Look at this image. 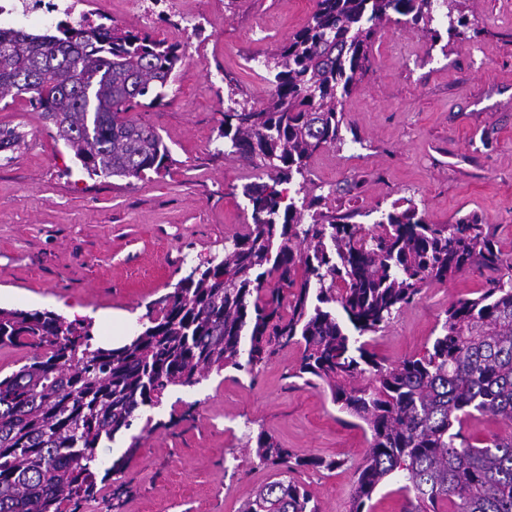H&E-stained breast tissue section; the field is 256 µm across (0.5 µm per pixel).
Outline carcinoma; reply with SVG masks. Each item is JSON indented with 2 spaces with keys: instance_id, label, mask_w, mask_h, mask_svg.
Listing matches in <instances>:
<instances>
[{
  "instance_id": "1",
  "label": "carcinoma",
  "mask_w": 512,
  "mask_h": 512,
  "mask_svg": "<svg viewBox=\"0 0 512 512\" xmlns=\"http://www.w3.org/2000/svg\"><path fill=\"white\" fill-rule=\"evenodd\" d=\"M460 0H314L308 22L263 61L274 73L261 104L224 111L219 136L268 181L243 195L253 224L191 267L161 297L163 315L119 347L99 342L92 323L49 310L0 308V346L30 349L28 363L0 378V512H82L141 448L131 436L99 471L95 451L129 430L175 386L193 387L231 368L254 378L281 350L301 356L291 376L326 388L338 410L370 431L350 512L387 481L400 483L401 512H512V258L496 248L476 213L428 224L409 206L364 228L354 212L324 211L321 198L283 204L278 186L301 178L308 160L342 140L343 103L371 67L378 28L392 16L423 24L434 12L461 36ZM180 45L85 19L54 31L0 33V101L31 94L56 136L90 175L141 178L170 151L132 117L143 98H164ZM507 272H502V269ZM491 272L479 295L444 311L421 356L396 363L361 337L388 326L433 282ZM506 429L480 440L464 429L475 414ZM257 465L276 472L241 512H319L301 470L342 462L296 453L268 430L245 434Z\"/></svg>"
}]
</instances>
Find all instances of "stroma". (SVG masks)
Returning <instances> with one entry per match:
<instances>
[{
  "instance_id": "obj_1",
  "label": "stroma",
  "mask_w": 512,
  "mask_h": 512,
  "mask_svg": "<svg viewBox=\"0 0 512 512\" xmlns=\"http://www.w3.org/2000/svg\"><path fill=\"white\" fill-rule=\"evenodd\" d=\"M313 0H177L167 21H147L126 0H102L95 22L148 30L180 43L184 63L161 105L134 111L171 152L146 177L91 176L26 97L0 102V131L22 139L0 151V307L94 315L104 343L140 329L156 300L190 267L223 253L245 232L242 188L255 163L219 136L230 100L262 102V61L303 27ZM464 37L431 43L419 27L392 22L373 46L372 67L344 102L343 141L308 162L311 192L329 209L371 226L393 204H415L430 224L478 213L512 256V0H465ZM484 282L470 272L426 288L382 331L367 334L386 362L422 354L449 304ZM300 351H281L257 378L233 369L172 388L152 414L162 428L142 441L111 489L84 512H241L271 481L242 436L245 421L301 455L341 460L333 471L297 473L320 512H349L354 471L371 436L343 424L329 391L293 383ZM176 425H169L170 416Z\"/></svg>"
}]
</instances>
